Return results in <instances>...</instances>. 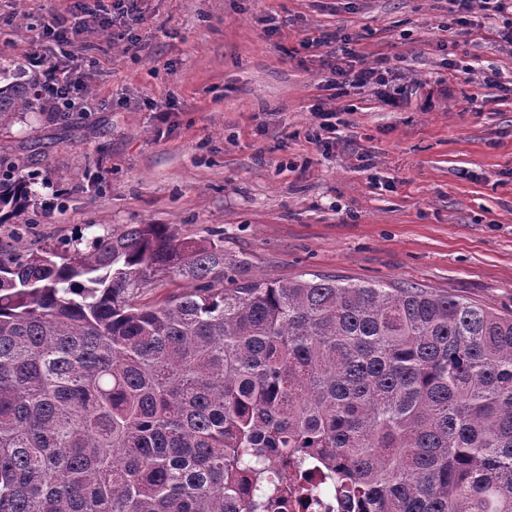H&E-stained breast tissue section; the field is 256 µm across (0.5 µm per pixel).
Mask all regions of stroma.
Masks as SVG:
<instances>
[{"label":"stroma","instance_id":"obj_1","mask_svg":"<svg viewBox=\"0 0 512 512\" xmlns=\"http://www.w3.org/2000/svg\"><path fill=\"white\" fill-rule=\"evenodd\" d=\"M138 53L111 30L51 54L85 111L20 115L0 145L43 152L28 223L0 241L71 248L129 224L224 233L251 276L307 273L420 285L512 311V43L474 0H139ZM48 0H0V63L26 65ZM387 58L402 107L372 87L328 86L322 32ZM495 69L500 86L487 85ZM335 112L318 147L315 107Z\"/></svg>","mask_w":512,"mask_h":512}]
</instances>
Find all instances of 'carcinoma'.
<instances>
[{
  "label": "carcinoma",
  "instance_id": "cac0c4a2",
  "mask_svg": "<svg viewBox=\"0 0 512 512\" xmlns=\"http://www.w3.org/2000/svg\"><path fill=\"white\" fill-rule=\"evenodd\" d=\"M38 84L0 86V130ZM38 150L0 151V224ZM247 266L170 224L0 243V512H284L323 482L340 512H512V312ZM185 286L184 282L179 279H167L160 284H155L152 288L144 290L141 295V301L144 303L159 302L165 298L181 291Z\"/></svg>",
  "mask_w": 512,
  "mask_h": 512
}]
</instances>
